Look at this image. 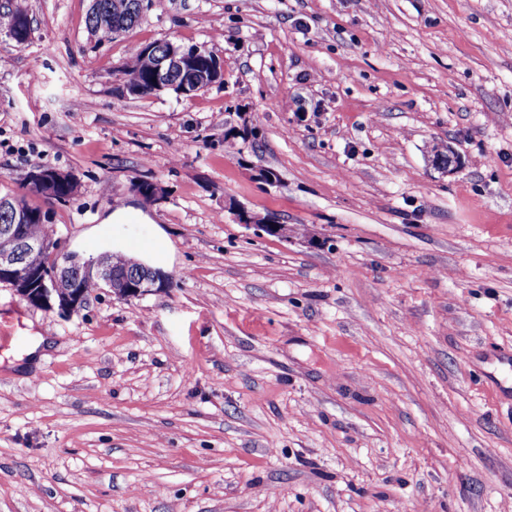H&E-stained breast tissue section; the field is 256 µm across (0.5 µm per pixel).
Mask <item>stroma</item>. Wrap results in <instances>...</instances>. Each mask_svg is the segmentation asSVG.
<instances>
[{"instance_id": "1", "label": "stroma", "mask_w": 512, "mask_h": 512, "mask_svg": "<svg viewBox=\"0 0 512 512\" xmlns=\"http://www.w3.org/2000/svg\"><path fill=\"white\" fill-rule=\"evenodd\" d=\"M17 2L0 195L70 174L29 199L55 239L170 282L73 314L0 284V512H512V0H155L109 41ZM165 40L223 83L123 95ZM65 177H67L71 181V179L68 176L59 172H47L44 171L43 169H34L29 173L27 177V182L35 186L26 184L25 189L28 193L43 196L42 192L38 189L39 187L43 189L46 194H50L53 186L57 182L62 181Z\"/></svg>"}]
</instances>
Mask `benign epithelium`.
<instances>
[{
	"mask_svg": "<svg viewBox=\"0 0 512 512\" xmlns=\"http://www.w3.org/2000/svg\"><path fill=\"white\" fill-rule=\"evenodd\" d=\"M206 55V50L194 46L171 42L166 55L158 61L151 84L152 94L167 90H176L178 96H189L188 86L177 87L169 78V72L197 64ZM65 175L59 172L32 170L27 182L51 193L53 186L62 181ZM131 190L147 201H153L158 195V187L153 182L136 180ZM0 208L13 213L11 224L0 225V283L10 285L13 290L30 305L62 313L80 309L88 301L86 289L81 282L93 280L98 288L106 289L122 299L137 298L153 291L168 287V275L128 259L122 267H110L95 259H85L73 252L63 250L53 239L32 238L26 233L29 214L18 201L8 197L0 198ZM241 224L254 226L259 231L277 228L281 238L288 239V225L268 217L259 222L244 210L237 211Z\"/></svg>",
	"mask_w": 512,
	"mask_h": 512,
	"instance_id": "1",
	"label": "benign epithelium"
}]
</instances>
